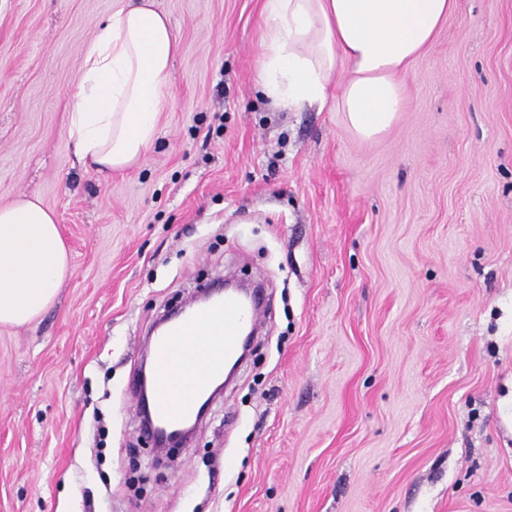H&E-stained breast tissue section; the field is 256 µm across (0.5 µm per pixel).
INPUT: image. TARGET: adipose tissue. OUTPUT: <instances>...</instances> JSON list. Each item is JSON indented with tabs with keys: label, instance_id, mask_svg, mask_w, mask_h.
<instances>
[{
	"label": "adipose tissue",
	"instance_id": "1",
	"mask_svg": "<svg viewBox=\"0 0 512 512\" xmlns=\"http://www.w3.org/2000/svg\"><path fill=\"white\" fill-rule=\"evenodd\" d=\"M455 8L456 0H263L260 89L284 109L334 102L352 133L378 138L404 110L401 74ZM177 51L168 16L150 0H116L83 48L67 117L82 164L112 171L142 159L168 105ZM71 272L51 210L26 198L0 205V324L30 323Z\"/></svg>",
	"mask_w": 512,
	"mask_h": 512
}]
</instances>
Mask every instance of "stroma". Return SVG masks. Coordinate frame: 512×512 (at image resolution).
Wrapping results in <instances>:
<instances>
[{"instance_id": "1", "label": "stroma", "mask_w": 512, "mask_h": 512, "mask_svg": "<svg viewBox=\"0 0 512 512\" xmlns=\"http://www.w3.org/2000/svg\"><path fill=\"white\" fill-rule=\"evenodd\" d=\"M153 2L170 105L109 173L67 114L115 0H0V205L72 264L0 325V512H512V0H458L372 140L262 97L263 0ZM227 276L264 285L254 354L157 456L147 337Z\"/></svg>"}]
</instances>
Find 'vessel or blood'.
I'll return each mask as SVG.
<instances>
[{"instance_id": "obj_1", "label": "vessel or blood", "mask_w": 512, "mask_h": 512, "mask_svg": "<svg viewBox=\"0 0 512 512\" xmlns=\"http://www.w3.org/2000/svg\"><path fill=\"white\" fill-rule=\"evenodd\" d=\"M258 319L254 302L219 295L193 315L171 321L154 339L148 355L154 365L153 410L159 425L174 429L197 413L211 382L235 357L244 329Z\"/></svg>"}]
</instances>
